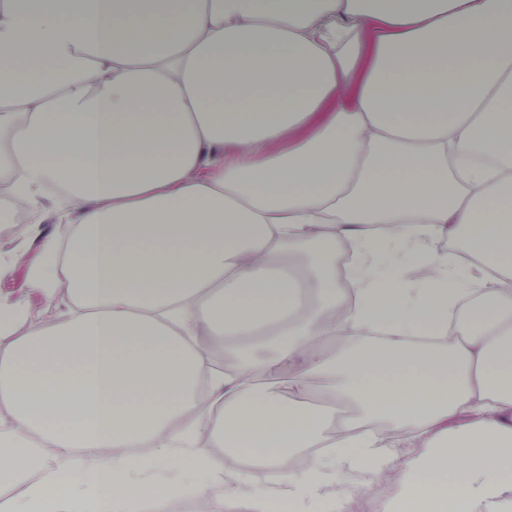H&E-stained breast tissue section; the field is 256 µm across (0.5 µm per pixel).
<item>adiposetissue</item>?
<instances>
[{"label": "adipose tissue", "instance_id": "1", "mask_svg": "<svg viewBox=\"0 0 512 512\" xmlns=\"http://www.w3.org/2000/svg\"><path fill=\"white\" fill-rule=\"evenodd\" d=\"M51 185L0 512H512V0H0V189Z\"/></svg>", "mask_w": 512, "mask_h": 512}]
</instances>
